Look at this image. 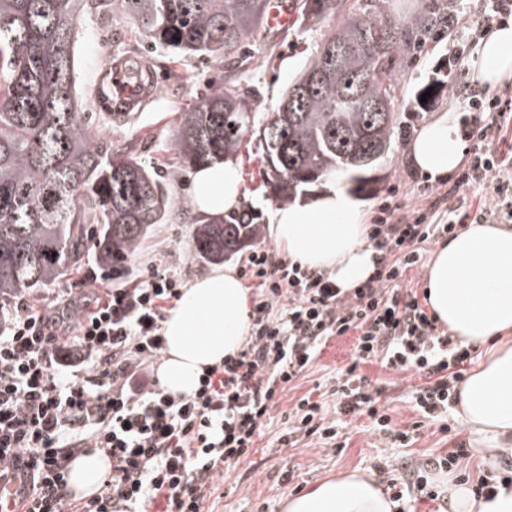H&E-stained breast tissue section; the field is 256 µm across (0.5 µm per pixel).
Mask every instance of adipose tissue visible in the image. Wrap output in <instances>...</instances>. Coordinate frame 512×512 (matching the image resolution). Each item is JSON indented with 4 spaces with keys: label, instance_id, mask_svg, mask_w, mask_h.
<instances>
[{
    "label": "adipose tissue",
    "instance_id": "obj_1",
    "mask_svg": "<svg viewBox=\"0 0 512 512\" xmlns=\"http://www.w3.org/2000/svg\"><path fill=\"white\" fill-rule=\"evenodd\" d=\"M481 86L512 80V27L491 31L473 67ZM455 113L444 112L411 141L409 155L422 172L443 178L460 166L464 152ZM236 161L196 168L194 208L207 217L232 212L242 202ZM363 209L329 185L314 199L277 208L269 235L289 260L325 272L348 291L373 273L376 253ZM427 303L438 323L463 345L483 355L457 389L456 416L478 446L483 469L512 456V231L496 224H470L432 253L425 274ZM249 290L231 267H218L189 283L164 322L159 369L168 391L188 395L201 376L237 354L248 331ZM109 467L99 451L72 464L69 487L78 497L96 493ZM435 482L448 512H512V481L497 484L492 500L474 499L454 475ZM282 512H398L370 475L357 470L323 479L286 498Z\"/></svg>",
    "mask_w": 512,
    "mask_h": 512
}]
</instances>
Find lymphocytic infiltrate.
Returning a JSON list of instances; mask_svg holds the SVG:
<instances>
[{
  "mask_svg": "<svg viewBox=\"0 0 512 512\" xmlns=\"http://www.w3.org/2000/svg\"><path fill=\"white\" fill-rule=\"evenodd\" d=\"M510 22L512 0H455L433 39L459 62L492 24ZM461 81L450 77L448 88L464 94L460 136L470 158L448 190L418 182L408 204L400 184L391 186L369 226L375 270L347 292L259 244L240 261L256 287L246 342L192 395L168 392L153 374L168 307L181 297L182 280L168 269L134 278L118 258L89 268L78 287L0 305V480L26 474L19 512H202L215 478L250 454L278 395L330 337L351 332L355 355L330 405L300 399L288 412L291 434L329 442L344 416L365 414L378 433L410 441L412 429L392 431L380 390L359 372L376 360L411 372L415 411L443 419L471 352L439 331L408 277L424 244L455 232L468 195L492 191L479 223L512 222V163L499 150L512 130V85L488 93ZM93 449L110 459L103 487L69 503L70 464Z\"/></svg>",
  "mask_w": 512,
  "mask_h": 512,
  "instance_id": "obj_1",
  "label": "lymphocytic infiltrate"
}]
</instances>
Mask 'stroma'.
I'll use <instances>...</instances> for the list:
<instances>
[{
	"label": "stroma",
	"mask_w": 512,
	"mask_h": 512,
	"mask_svg": "<svg viewBox=\"0 0 512 512\" xmlns=\"http://www.w3.org/2000/svg\"><path fill=\"white\" fill-rule=\"evenodd\" d=\"M447 0H379L386 14L399 20L408 35L392 73L396 86L393 110L396 115L392 151L384 164L385 178L376 191L359 196L367 214H375L377 203L389 186L407 180L413 165L408 144L416 132L437 114L458 109L448 95V73L456 67L449 61L445 44L434 43L426 28L428 19L443 15ZM325 25L305 31L289 28L275 31L264 27L250 37L238 64L209 62L196 56H179L147 42L121 12L102 11L88 16L77 27V94L87 111H99V82L111 63L148 61L155 75L149 97L134 119L125 125L95 126L97 140L111 141L114 148H129L138 160L154 167L165 177L170 193L171 215L167 223L154 225L138 245L128 264L133 271L149 266H168L183 282L210 272L211 263L202 261L189 249L191 235L202 219L191 204L192 170L174 159L173 143L185 112L191 111L208 90L232 80L250 87L258 113H270L288 82L314 55ZM243 183L242 211L251 213L260 224L259 238L269 241L268 224L278 204L266 193L268 168L256 135H247L235 156ZM355 334L335 337L323 347L307 375L278 397L261 435L245 460L216 478V489L204 504V512H282L281 502L295 490H307L316 481L340 472L358 470L385 484L380 467L395 466L404 481L414 479L419 462L445 455L452 446L442 425L456 427L455 411H448L445 423H429L417 439L406 446L374 431L368 416H347L339 434L346 446L315 439L297 446L284 444L288 432V411L303 397L327 401L336 383V374L354 355ZM370 386L381 389L393 429L402 430L419 415L413 409L409 374L394 372L374 362L361 366Z\"/></svg>",
	"instance_id": "1"
}]
</instances>
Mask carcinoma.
<instances>
[{"mask_svg": "<svg viewBox=\"0 0 512 512\" xmlns=\"http://www.w3.org/2000/svg\"><path fill=\"white\" fill-rule=\"evenodd\" d=\"M300 0L301 24L336 17L318 49L282 93L263 126L251 94L227 82L180 124L173 149L185 167L226 159L255 129L271 166L273 201L285 203L326 181L367 194L391 148L394 52L403 36L377 0ZM269 0H0V301L35 294L95 259L131 254L167 219V186L126 150L93 139L98 116L75 96L74 34L88 11L124 13L154 47L217 62L241 53ZM382 102L383 112L365 103ZM256 224L224 218L199 225L192 251L209 263L236 254Z\"/></svg>", "mask_w": 512, "mask_h": 512, "instance_id": "cac0c4a2", "label": "carcinoma"}]
</instances>
